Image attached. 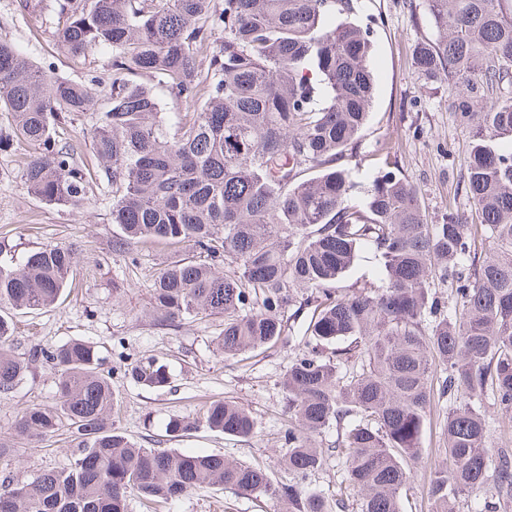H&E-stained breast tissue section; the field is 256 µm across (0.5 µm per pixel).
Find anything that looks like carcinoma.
I'll return each instance as SVG.
<instances>
[{
    "instance_id": "cac0c4a2",
    "label": "carcinoma",
    "mask_w": 512,
    "mask_h": 512,
    "mask_svg": "<svg viewBox=\"0 0 512 512\" xmlns=\"http://www.w3.org/2000/svg\"><path fill=\"white\" fill-rule=\"evenodd\" d=\"M438 40L414 68L448 85V106L469 134L465 190L477 223L450 211L430 224L400 172H378L363 196L334 162L358 139L374 98L373 45L345 18L350 0H86L56 30L73 57L112 51V88L96 113L93 153L112 184L115 248L147 244L179 257L150 285L159 326L224 318L218 346L237 358L277 343L285 313L300 319L302 348L282 380L288 426L286 483L224 455L159 450L112 428L115 393L97 346L74 339L35 349L58 398L32 405L14 431L38 443L63 425L77 441L69 467L0 484V512H127V501L175 500L202 486L267 495L281 512H401L400 493L420 463L432 512L512 507V448H492L490 410L512 413V0H428ZM204 62H199L198 57ZM148 74L167 90L164 111ZM92 87L49 78L0 41V109L12 117L0 149L38 145L24 183L40 200L83 209L88 182L77 151L55 134L60 120L94 110ZM313 170L309 180L299 175ZM373 250L381 285L352 294L338 283L359 250ZM76 264L64 245L0 262V399L29 363L11 347L3 308L56 304ZM232 273L224 272V267ZM448 282V302L433 292ZM124 375L162 389L172 375L149 357ZM445 405L439 453L422 436ZM203 423L249 439L256 422L215 400ZM336 428V440L323 435ZM196 422L173 417V438ZM345 460L336 498L306 488L331 455Z\"/></svg>"
}]
</instances>
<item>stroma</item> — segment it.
<instances>
[{
    "label": "stroma",
    "instance_id": "stroma-1",
    "mask_svg": "<svg viewBox=\"0 0 512 512\" xmlns=\"http://www.w3.org/2000/svg\"><path fill=\"white\" fill-rule=\"evenodd\" d=\"M354 18L368 28L375 45L371 67L376 92L369 121L359 140L340 158L358 186L369 184L384 167L398 168L419 192L429 222L447 211L463 220L475 218L464 185L467 134L448 107V89L421 78L412 67L417 45L437 39L427 0H352ZM67 19L57 0H0V40L20 48L48 76L93 83L105 100L112 82V53L96 49L74 58L63 52L55 31ZM94 116L85 113L57 128L59 140L70 143L84 164L90 203L83 212L48 205L29 194L24 169L37 148L23 143L0 151V260L20 259L46 245H67L76 251L75 280L56 305L15 312L13 348L27 356L31 348H52L73 339L95 343L112 371L119 404L112 425L149 448L204 451L264 467L273 482L287 481L281 465V436L287 423V395L280 380L301 342L286 335L277 344L227 359L217 336L224 326L213 317L185 322L177 328L155 325L146 315L148 288L171 252L144 246L136 259L112 248V188L92 152ZM155 356L172 373L170 387L148 390L124 375L127 364ZM235 402L251 412L256 432L243 441L201 425L213 400ZM56 402L50 367L35 362L8 399H0V434L13 436L19 414L28 406ZM198 421V429L173 438L165 431L170 418ZM9 464L0 463V478L23 480L37 471L69 466L77 448L67 429L42 444L13 437ZM128 512H279L276 499L252 496L230 488L199 487L168 503L149 504L130 498Z\"/></svg>",
    "mask_w": 512,
    "mask_h": 512
}]
</instances>
